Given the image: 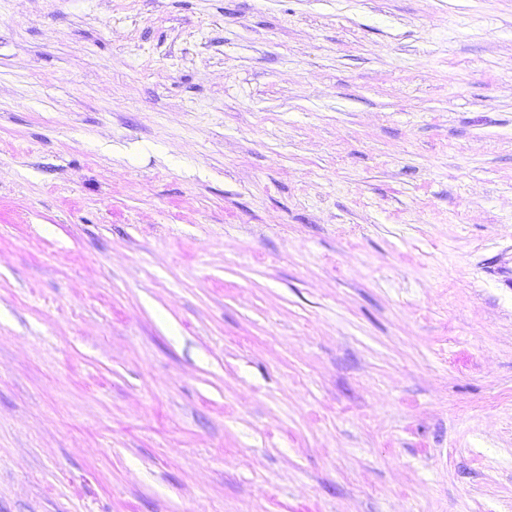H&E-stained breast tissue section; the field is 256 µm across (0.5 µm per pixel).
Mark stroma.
Wrapping results in <instances>:
<instances>
[{"instance_id": "stroma-1", "label": "stroma", "mask_w": 512, "mask_h": 512, "mask_svg": "<svg viewBox=\"0 0 512 512\" xmlns=\"http://www.w3.org/2000/svg\"><path fill=\"white\" fill-rule=\"evenodd\" d=\"M0 512H512V0H0Z\"/></svg>"}]
</instances>
